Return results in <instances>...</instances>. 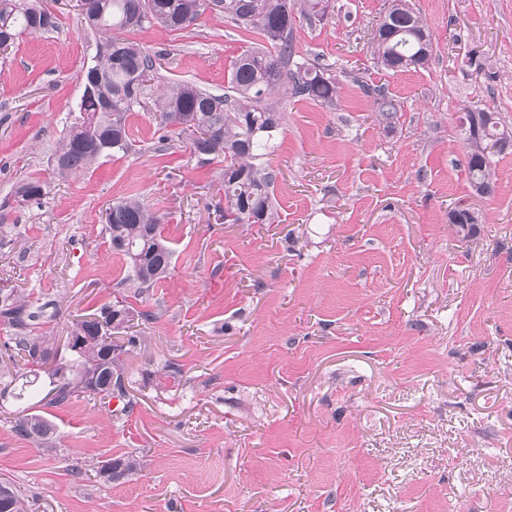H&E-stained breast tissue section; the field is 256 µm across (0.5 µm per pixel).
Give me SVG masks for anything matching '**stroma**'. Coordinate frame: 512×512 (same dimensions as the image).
Instances as JSON below:
<instances>
[{
    "label": "stroma",
    "mask_w": 512,
    "mask_h": 512,
    "mask_svg": "<svg viewBox=\"0 0 512 512\" xmlns=\"http://www.w3.org/2000/svg\"><path fill=\"white\" fill-rule=\"evenodd\" d=\"M411 2L434 52L407 72L373 58L389 0H331L328 20L295 22L296 54L333 65L339 100L283 101L272 224L224 223L219 163L160 144L150 112L128 118L136 151L54 174L100 40L75 0H47L57 29L0 55V288L42 309L59 358L115 296L155 315L123 356L131 413L46 407L41 388L0 396V482L29 512H512V150L475 195L456 123L484 105L512 126V0ZM130 37L164 52L159 94H223L232 62L265 42L214 12ZM364 82L400 101L395 124ZM28 178L47 193L21 205ZM135 193L174 249L139 296L104 232L112 201ZM461 208L482 223L461 232ZM26 413L53 421L54 450L14 433ZM131 454L142 472L96 482Z\"/></svg>",
    "instance_id": "stroma-1"
}]
</instances>
